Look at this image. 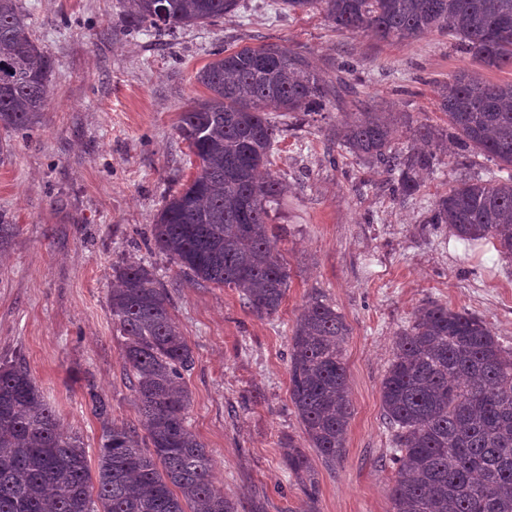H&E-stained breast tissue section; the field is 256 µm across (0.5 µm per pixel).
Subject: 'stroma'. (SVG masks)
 Returning <instances> with one entry per match:
<instances>
[{
  "label": "stroma",
  "instance_id": "1",
  "mask_svg": "<svg viewBox=\"0 0 512 512\" xmlns=\"http://www.w3.org/2000/svg\"><path fill=\"white\" fill-rule=\"evenodd\" d=\"M124 0H19L28 32L54 61L41 123L0 127V220L15 225L0 259V363L24 359L63 432L96 462L101 425L85 403L95 385L115 419L140 427L112 323V269L150 266L166 286L194 364L185 374L188 421L211 452L215 484L239 512H389L395 471L381 380L397 333L434 302L483 319L512 349V259L487 241L426 225L448 186L495 170L482 155L449 148L406 200L360 188L366 171L327 138L320 116L283 132L274 171L288 195L273 216L289 269L279 311L257 318L229 288L199 286L147 247L169 191L195 167L176 127L206 98L195 73L219 47L278 44L306 55L326 80L354 65L361 101L444 129L438 84L476 61L433 32L412 42L337 33L319 12L291 13L278 0H241L216 23L146 36ZM315 296L341 312L352 416L345 451L327 469L310 448L289 398V336ZM310 456L318 494L308 503L281 462V442Z\"/></svg>",
  "mask_w": 512,
  "mask_h": 512
}]
</instances>
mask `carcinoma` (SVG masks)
Returning a JSON list of instances; mask_svg holds the SVG:
<instances>
[{
    "mask_svg": "<svg viewBox=\"0 0 512 512\" xmlns=\"http://www.w3.org/2000/svg\"><path fill=\"white\" fill-rule=\"evenodd\" d=\"M127 0L147 32L213 23L240 0ZM290 12L316 10L337 31L379 42L448 36L481 66H512V0H281ZM195 80L209 97L181 113L177 126L197 174L164 198L151 241L199 286L237 291L259 318L276 314L288 289L269 221L288 193L273 166L280 129L271 112L299 123L328 105L354 112L329 129L330 140L382 177L402 197L420 191V169L439 164L451 141L461 153L497 162L507 177L470 178L431 206L425 223L446 224L461 240L484 239L512 258V83L463 70L438 87L448 131L426 123L412 140L434 152L395 145L406 116L360 106L345 64L330 84L307 57L277 44L225 48ZM51 56L25 31L18 0H0V125L23 131L50 100ZM112 323L145 434L112 418L94 386L86 398L101 424L97 474L85 448L66 436L26 365H0V512H239L213 478V460L190 428L184 372L193 351L171 314V298L153 270L127 261L114 269ZM344 316L314 297L290 337V400L324 464L342 459L352 409L342 344ZM383 418L395 466L390 512H512V351L487 323L428 303L394 339L381 381ZM288 472L313 502L310 459L293 440L281 444Z\"/></svg>",
    "mask_w": 512,
    "mask_h": 512,
    "instance_id": "1",
    "label": "carcinoma"
}]
</instances>
